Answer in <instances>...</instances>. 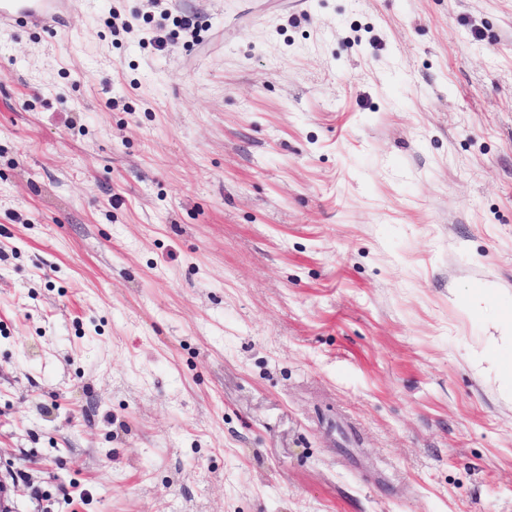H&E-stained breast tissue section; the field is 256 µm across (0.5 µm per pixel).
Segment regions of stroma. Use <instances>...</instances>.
Wrapping results in <instances>:
<instances>
[{
	"label": "stroma",
	"mask_w": 512,
	"mask_h": 512,
	"mask_svg": "<svg viewBox=\"0 0 512 512\" xmlns=\"http://www.w3.org/2000/svg\"><path fill=\"white\" fill-rule=\"evenodd\" d=\"M59 3L0 30L13 512H512V0Z\"/></svg>",
	"instance_id": "obj_1"
}]
</instances>
